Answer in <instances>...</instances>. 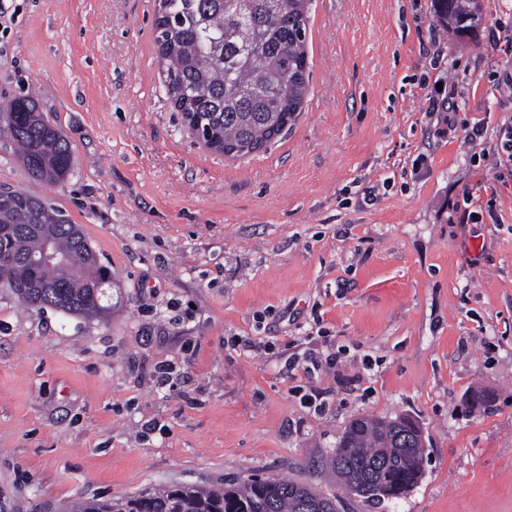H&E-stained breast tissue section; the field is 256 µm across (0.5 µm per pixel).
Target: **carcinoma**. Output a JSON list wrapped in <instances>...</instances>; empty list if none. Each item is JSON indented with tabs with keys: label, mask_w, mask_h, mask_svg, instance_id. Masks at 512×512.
I'll return each mask as SVG.
<instances>
[{
	"label": "carcinoma",
	"mask_w": 512,
	"mask_h": 512,
	"mask_svg": "<svg viewBox=\"0 0 512 512\" xmlns=\"http://www.w3.org/2000/svg\"><path fill=\"white\" fill-rule=\"evenodd\" d=\"M166 23L155 21L156 46L166 91L178 88L183 121L201 113L211 138L224 152L245 156L281 135L300 111L306 93L305 51L309 0H165ZM439 23L450 33L472 31L481 20L480 0H434ZM0 112V123L17 145L20 159L37 180L58 183L67 176L72 148L33 100L20 97ZM0 227L12 229L0 251L12 256L0 269L8 286L29 306L94 317L103 314L108 267L83 255L81 230L62 212L23 191L0 204ZM51 241L71 257L59 273L35 267L29 257ZM329 459L343 491L353 483L385 478L400 492L423 473L422 437L405 438L396 421L365 417L353 421ZM336 496L310 484L278 476L230 479L210 486L169 485L106 500L72 502L68 512H338Z\"/></svg>",
	"instance_id": "1"
}]
</instances>
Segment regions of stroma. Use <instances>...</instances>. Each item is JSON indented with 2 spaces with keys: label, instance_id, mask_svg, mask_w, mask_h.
Masks as SVG:
<instances>
[{
  "label": "stroma",
  "instance_id": "35a3bbf8",
  "mask_svg": "<svg viewBox=\"0 0 512 512\" xmlns=\"http://www.w3.org/2000/svg\"><path fill=\"white\" fill-rule=\"evenodd\" d=\"M482 13L456 38L432 0H311L300 112L230 158L166 94L155 0H0V106L32 95L73 150L49 184L0 134V191L60 209L112 273L97 318L0 285V494L64 512L279 475L335 495L349 422L407 416L419 483L339 512H512V177L482 157L512 124V0ZM446 91L458 110L431 111Z\"/></svg>",
  "mask_w": 512,
  "mask_h": 512
}]
</instances>
